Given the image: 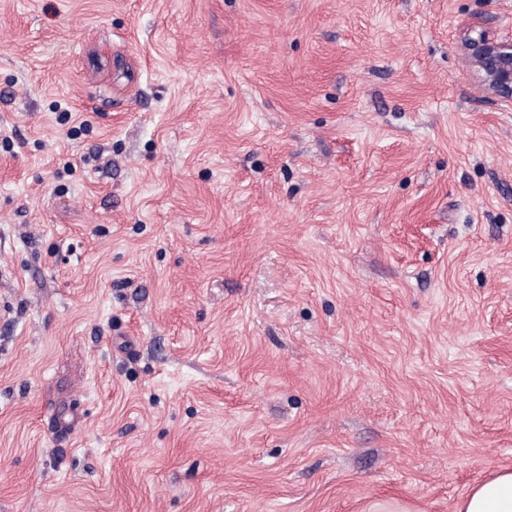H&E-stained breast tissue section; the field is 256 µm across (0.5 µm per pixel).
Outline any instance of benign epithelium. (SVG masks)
I'll list each match as a JSON object with an SVG mask.
<instances>
[{
	"label": "benign epithelium",
	"mask_w": 512,
	"mask_h": 512,
	"mask_svg": "<svg viewBox=\"0 0 512 512\" xmlns=\"http://www.w3.org/2000/svg\"><path fill=\"white\" fill-rule=\"evenodd\" d=\"M463 49L482 87L512 102V37L503 39L483 26L470 28Z\"/></svg>",
	"instance_id": "obj_1"
}]
</instances>
